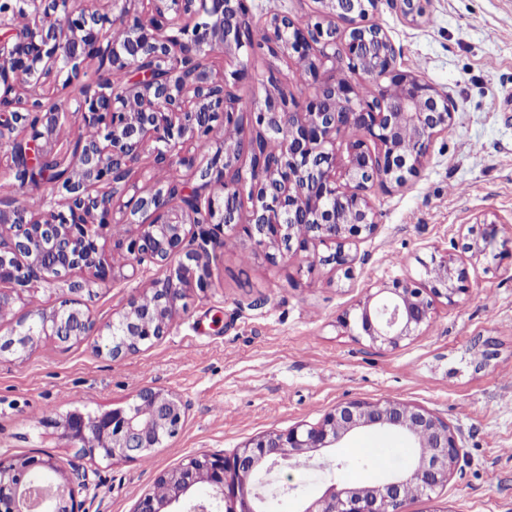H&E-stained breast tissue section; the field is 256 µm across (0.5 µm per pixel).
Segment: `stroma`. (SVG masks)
I'll return each instance as SVG.
<instances>
[{"label": "stroma", "mask_w": 512, "mask_h": 512, "mask_svg": "<svg viewBox=\"0 0 512 512\" xmlns=\"http://www.w3.org/2000/svg\"><path fill=\"white\" fill-rule=\"evenodd\" d=\"M369 22L397 51V63L447 93L456 105L447 133L433 142L403 185H374L376 232L360 241L351 276L295 258L277 265L250 253L242 229L227 231L210 260L211 284L186 288L164 336L113 358L100 336L59 345L45 339L21 358H0V456H57L66 471L88 473L78 490L85 512H134L158 476L194 455H232L270 431L314 425L352 400L395 399L422 407L454 428L462 458L447 486L406 502L404 512H512V0H430L416 23L381 0ZM496 222L480 256L467 228ZM446 255L466 269L469 297L439 302L431 325L396 348L348 335L337 321L369 291L417 275L420 260ZM96 289L86 300L96 323L128 308L153 278ZM176 394L181 432L147 460L82 456L39 417L131 402L143 388ZM371 443L391 470L411 462L404 436L366 429L324 450L309 465L272 474L279 512L327 486L321 462L341 486L365 482L343 468Z\"/></svg>", "instance_id": "stroma-1"}]
</instances>
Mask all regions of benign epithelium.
I'll return each instance as SVG.
<instances>
[{"label": "benign epithelium", "instance_id": "1", "mask_svg": "<svg viewBox=\"0 0 512 512\" xmlns=\"http://www.w3.org/2000/svg\"><path fill=\"white\" fill-rule=\"evenodd\" d=\"M96 0H0V181L17 190L50 187L36 205L13 195L0 200V313L33 301L40 285H65L59 305L34 307L20 317L0 355L21 356L44 336L77 342L95 328L83 296L95 285L129 280L151 267L156 277L101 329L98 351L120 357L164 335L184 288H206L208 258L224 246V229L243 226L250 251L275 263L323 245L325 265L352 272V246L373 234L375 181L405 183L417 173L436 137L453 124L448 94L399 68L388 35L366 19L379 0H319L304 22L286 13L265 16L267 53L311 64L313 92L299 100L268 79L264 105L237 111L230 83L236 69L217 79L209 53L249 55L247 0H112L125 34L112 36L111 19ZM404 17L423 18V0H391ZM345 27H336V21ZM348 70L361 80L336 76ZM113 75L84 85L80 96L50 102L47 88L80 82L87 62ZM395 91L371 96L361 81ZM72 124L83 133L63 135ZM357 132L336 150V135ZM206 144L207 152L199 150ZM57 153L69 158L58 173L47 167ZM154 168L176 166L197 180L170 177L152 188L129 179L143 154ZM135 231L113 234V228ZM497 233V224L471 229V249ZM123 253L117 266L104 242ZM424 279L396 280L359 302L339 325L373 345L396 348L431 324L434 303L458 305L469 293L467 275L448 258L420 261ZM185 421L175 395L144 388L124 407L47 416L77 452L138 461ZM376 429L407 437L416 449L407 473L378 484L339 486L297 512H402L405 502L448 484L461 448L454 429L431 412L394 400L354 399L336 405L316 425L272 431L245 442L233 456L200 454L159 476L163 497L143 496L134 512H265L267 477L315 459L346 436ZM255 474L241 485L233 475ZM208 485L216 496L196 495ZM0 512H83L75 482L50 454L0 456Z\"/></svg>", "mask_w": 512, "mask_h": 512}]
</instances>
